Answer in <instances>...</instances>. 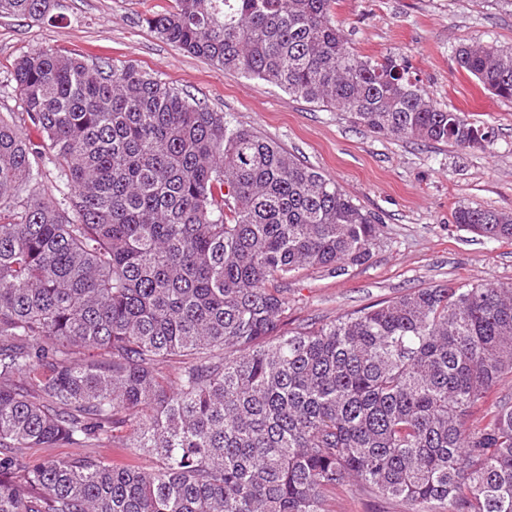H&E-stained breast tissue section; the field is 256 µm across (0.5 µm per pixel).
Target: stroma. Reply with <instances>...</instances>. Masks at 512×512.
Returning a JSON list of instances; mask_svg holds the SVG:
<instances>
[{
	"label": "stroma",
	"instance_id": "35a3bbf8",
	"mask_svg": "<svg viewBox=\"0 0 512 512\" xmlns=\"http://www.w3.org/2000/svg\"><path fill=\"white\" fill-rule=\"evenodd\" d=\"M168 0H57L53 21L0 17V113L20 111L14 61L38 48L135 65L234 123L257 130L335 180L383 226L364 264L345 273L310 269L285 294L294 323L330 320L402 293L462 282L512 283V240L490 242L452 221L458 206L512 212V101L482 90L454 54L470 42L512 45V9L499 0H335L333 18L361 55L409 61L428 96L469 113L494 133L492 150L397 139L354 126L346 114L289 95L272 83L227 74L159 39L141 18ZM331 512H411L346 484Z\"/></svg>",
	"mask_w": 512,
	"mask_h": 512
}]
</instances>
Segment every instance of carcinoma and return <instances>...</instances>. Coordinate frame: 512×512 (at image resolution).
I'll return each instance as SVG.
<instances>
[{
	"instance_id": "carcinoma-1",
	"label": "carcinoma",
	"mask_w": 512,
	"mask_h": 512,
	"mask_svg": "<svg viewBox=\"0 0 512 512\" xmlns=\"http://www.w3.org/2000/svg\"><path fill=\"white\" fill-rule=\"evenodd\" d=\"M333 0H170L143 22L226 72L395 138L486 149ZM55 0H0L52 18ZM459 69L512 100V48ZM0 114V512H329L343 483L413 512H512V284L421 288L288 327L283 283L367 262L382 225L279 143L136 66L36 49ZM36 128L35 142L25 127ZM49 179L58 195L44 196ZM457 226L512 240V213ZM181 366L175 381L165 369ZM124 448L153 470L91 453ZM121 443H112V445L105 448H31L29 450V458L38 459L40 457L50 455L58 459H69L81 452H91L97 455H102L109 460L116 462H126L128 457L125 454L124 448H121Z\"/></svg>"
}]
</instances>
